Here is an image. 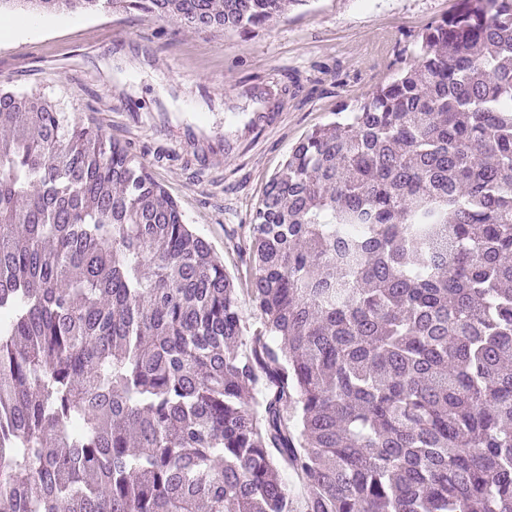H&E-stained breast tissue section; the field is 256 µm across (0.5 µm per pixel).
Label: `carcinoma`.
<instances>
[{"instance_id": "carcinoma-1", "label": "carcinoma", "mask_w": 512, "mask_h": 512, "mask_svg": "<svg viewBox=\"0 0 512 512\" xmlns=\"http://www.w3.org/2000/svg\"><path fill=\"white\" fill-rule=\"evenodd\" d=\"M300 2L0 11L227 33ZM0 127V512H512V0H458L291 149L254 330L128 145L33 92Z\"/></svg>"}]
</instances>
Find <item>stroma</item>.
I'll return each mask as SVG.
<instances>
[{"label":"stroma","instance_id":"35a3bbf8","mask_svg":"<svg viewBox=\"0 0 512 512\" xmlns=\"http://www.w3.org/2000/svg\"><path fill=\"white\" fill-rule=\"evenodd\" d=\"M457 0H307L246 33L192 31L151 14H41V27L0 40V81L38 91L132 147L240 287L251 273L246 227L291 148L415 61L419 35ZM169 63L154 71L150 58ZM298 75L277 124L254 134L237 83Z\"/></svg>","mask_w":512,"mask_h":512}]
</instances>
